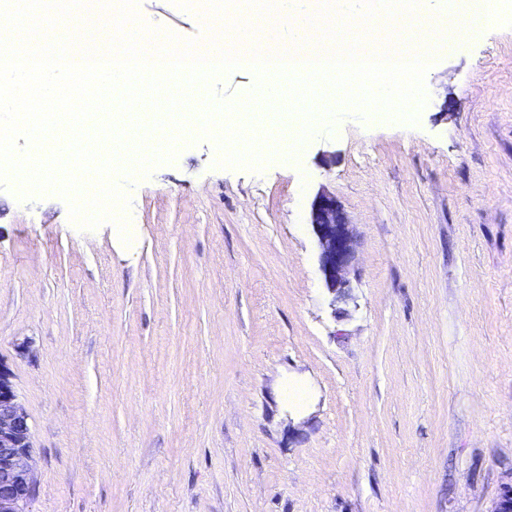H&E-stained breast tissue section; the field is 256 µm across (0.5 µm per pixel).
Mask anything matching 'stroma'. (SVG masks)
<instances>
[{
	"instance_id": "1",
	"label": "stroma",
	"mask_w": 512,
	"mask_h": 512,
	"mask_svg": "<svg viewBox=\"0 0 512 512\" xmlns=\"http://www.w3.org/2000/svg\"><path fill=\"white\" fill-rule=\"evenodd\" d=\"M138 11L209 38L187 0ZM425 87L416 123L346 110L258 171L180 132L171 161L116 175L125 240L0 185L30 512H489L512 485V14ZM322 188L356 236L345 305L309 225Z\"/></svg>"
}]
</instances>
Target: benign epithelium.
<instances>
[{
    "label": "benign epithelium",
    "instance_id": "1",
    "mask_svg": "<svg viewBox=\"0 0 512 512\" xmlns=\"http://www.w3.org/2000/svg\"><path fill=\"white\" fill-rule=\"evenodd\" d=\"M309 225L316 237L325 286L330 293L343 297L349 289L354 240L346 215L333 195L324 190L315 195ZM32 448L28 415L10 371L0 363V512H29L35 492Z\"/></svg>",
    "mask_w": 512,
    "mask_h": 512
}]
</instances>
